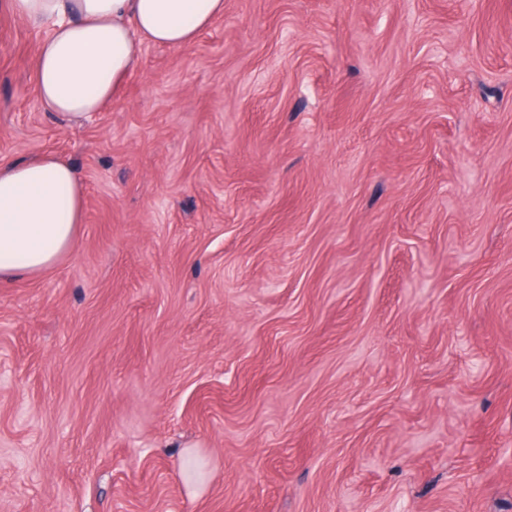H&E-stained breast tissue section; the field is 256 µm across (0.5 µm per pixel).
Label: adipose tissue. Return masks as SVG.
<instances>
[{"label": "adipose tissue", "mask_w": 512, "mask_h": 512, "mask_svg": "<svg viewBox=\"0 0 512 512\" xmlns=\"http://www.w3.org/2000/svg\"><path fill=\"white\" fill-rule=\"evenodd\" d=\"M48 26L36 55L35 94L66 120L101 111L140 64L143 43L181 46L223 14L224 0H6ZM83 182L64 159L0 160V281L36 276L74 243Z\"/></svg>", "instance_id": "1"}]
</instances>
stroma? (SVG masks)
<instances>
[{"mask_svg": "<svg viewBox=\"0 0 512 512\" xmlns=\"http://www.w3.org/2000/svg\"><path fill=\"white\" fill-rule=\"evenodd\" d=\"M0 158L85 221L0 282V512H512V0H224Z\"/></svg>", "mask_w": 512, "mask_h": 512, "instance_id": "obj_1", "label": "stroma"}]
</instances>
